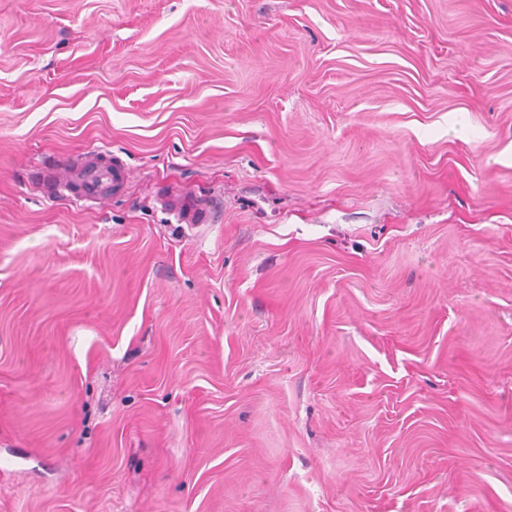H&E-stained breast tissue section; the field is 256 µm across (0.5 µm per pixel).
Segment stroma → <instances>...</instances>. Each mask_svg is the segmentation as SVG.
I'll use <instances>...</instances> for the list:
<instances>
[{"mask_svg":"<svg viewBox=\"0 0 512 512\" xmlns=\"http://www.w3.org/2000/svg\"><path fill=\"white\" fill-rule=\"evenodd\" d=\"M0 512H512V0H0ZM127 178L126 169L104 154L84 156L41 175L54 195L70 193L76 200L98 203L119 191ZM160 208L173 216L177 223L186 224L190 228H196L199 224H210L212 210L205 204L199 203L190 192H179L162 195L158 199Z\"/></svg>","mask_w":512,"mask_h":512,"instance_id":"1","label":"stroma"}]
</instances>
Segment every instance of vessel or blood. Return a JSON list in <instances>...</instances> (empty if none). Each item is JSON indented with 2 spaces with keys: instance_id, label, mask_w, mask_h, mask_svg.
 Returning a JSON list of instances; mask_svg holds the SVG:
<instances>
[{
  "instance_id": "obj_1",
  "label": "vessel or blood",
  "mask_w": 512,
  "mask_h": 512,
  "mask_svg": "<svg viewBox=\"0 0 512 512\" xmlns=\"http://www.w3.org/2000/svg\"><path fill=\"white\" fill-rule=\"evenodd\" d=\"M126 178L123 165L103 154L74 159L41 176L52 194L67 192L74 199L91 203L105 200L111 193L119 191ZM158 203L177 223L191 228L212 220L211 208L199 203L185 190L161 196Z\"/></svg>"
}]
</instances>
